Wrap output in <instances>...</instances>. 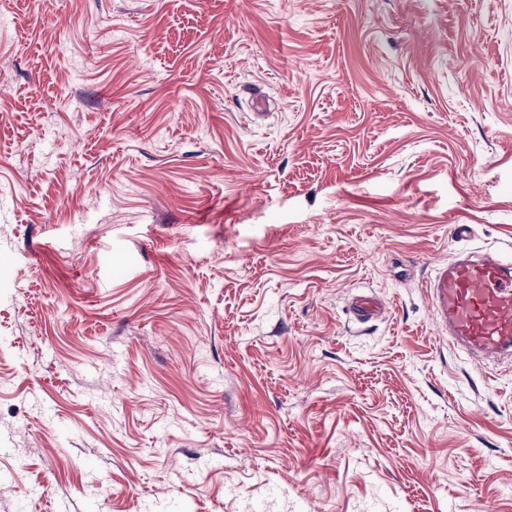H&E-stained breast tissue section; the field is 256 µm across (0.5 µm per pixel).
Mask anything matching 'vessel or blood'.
<instances>
[{
	"instance_id": "b4317fda",
	"label": "vessel or blood",
	"mask_w": 512,
	"mask_h": 512,
	"mask_svg": "<svg viewBox=\"0 0 512 512\" xmlns=\"http://www.w3.org/2000/svg\"><path fill=\"white\" fill-rule=\"evenodd\" d=\"M432 315L478 360L512 358V264L467 254L437 265L426 285Z\"/></svg>"
}]
</instances>
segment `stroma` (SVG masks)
<instances>
[{"label": "stroma", "instance_id": "stroma-1", "mask_svg": "<svg viewBox=\"0 0 512 512\" xmlns=\"http://www.w3.org/2000/svg\"><path fill=\"white\" fill-rule=\"evenodd\" d=\"M465 250L512 0H0V512H512V361L421 288Z\"/></svg>", "mask_w": 512, "mask_h": 512}]
</instances>
